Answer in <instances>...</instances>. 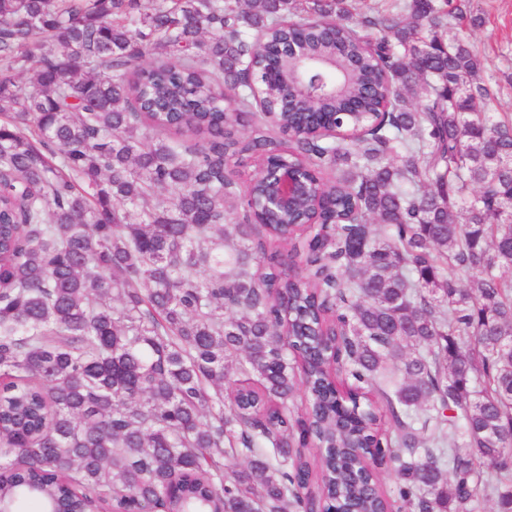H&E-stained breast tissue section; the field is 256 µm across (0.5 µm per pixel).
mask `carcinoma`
I'll use <instances>...</instances> for the list:
<instances>
[{
	"label": "carcinoma",
	"mask_w": 512,
	"mask_h": 512,
	"mask_svg": "<svg viewBox=\"0 0 512 512\" xmlns=\"http://www.w3.org/2000/svg\"><path fill=\"white\" fill-rule=\"evenodd\" d=\"M298 2L0 0L13 509L512 512V116L471 0ZM232 157L334 175L329 245L286 236L312 196L255 223Z\"/></svg>",
	"instance_id": "1"
}]
</instances>
